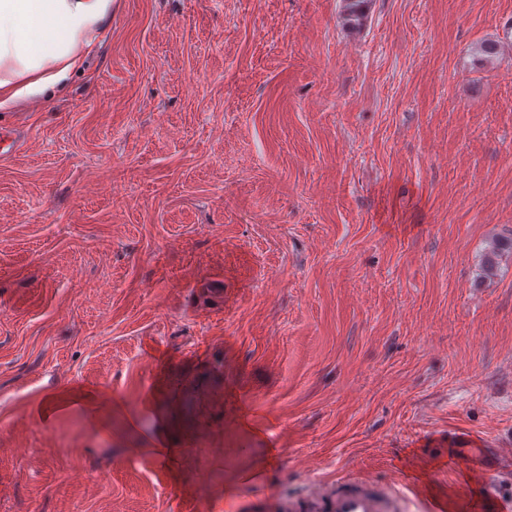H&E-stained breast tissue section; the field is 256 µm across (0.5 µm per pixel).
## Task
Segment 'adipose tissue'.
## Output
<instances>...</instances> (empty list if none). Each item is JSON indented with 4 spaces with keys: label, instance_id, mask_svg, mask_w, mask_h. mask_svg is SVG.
Listing matches in <instances>:
<instances>
[{
    "label": "adipose tissue",
    "instance_id": "1",
    "mask_svg": "<svg viewBox=\"0 0 512 512\" xmlns=\"http://www.w3.org/2000/svg\"><path fill=\"white\" fill-rule=\"evenodd\" d=\"M111 10L112 0H0V107L65 80Z\"/></svg>",
    "mask_w": 512,
    "mask_h": 512
}]
</instances>
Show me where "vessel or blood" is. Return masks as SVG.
Returning <instances> with one entry per match:
<instances>
[{"mask_svg": "<svg viewBox=\"0 0 512 512\" xmlns=\"http://www.w3.org/2000/svg\"><path fill=\"white\" fill-rule=\"evenodd\" d=\"M262 512H410V499L396 485L379 486L362 475L315 485L308 506L266 500Z\"/></svg>", "mask_w": 512, "mask_h": 512, "instance_id": "obj_1", "label": "vessel or blood"}]
</instances>
